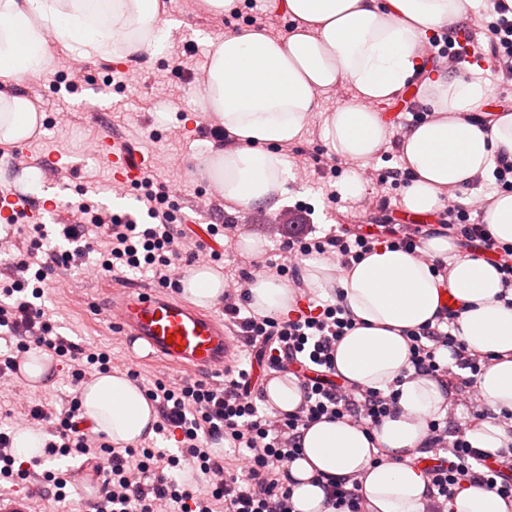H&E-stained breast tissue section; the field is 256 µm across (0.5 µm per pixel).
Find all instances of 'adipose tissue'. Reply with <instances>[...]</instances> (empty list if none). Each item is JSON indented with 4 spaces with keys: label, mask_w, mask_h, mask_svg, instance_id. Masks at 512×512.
<instances>
[{
    "label": "adipose tissue",
    "mask_w": 512,
    "mask_h": 512,
    "mask_svg": "<svg viewBox=\"0 0 512 512\" xmlns=\"http://www.w3.org/2000/svg\"><path fill=\"white\" fill-rule=\"evenodd\" d=\"M473 0H280L289 20L286 37L274 39L253 26L226 32L211 44L206 77L197 90L202 112L216 118L232 146L209 144L200 175L225 200L247 209L274 211L288 192L290 163L282 145L300 140L309 118L321 111L323 92L345 83L351 102L324 112V138L336 156L353 162L341 183L344 197L365 192L358 166L373 159L392 135L379 104L398 95L426 71L429 34L461 23ZM171 22L160 0H0V84L43 72L47 43L84 57L126 59L156 55L168 45ZM424 102L433 115L414 124L399 144L406 184L401 206L410 215L436 212L441 194L465 187L494 158H512V112L483 120L491 90L481 69L461 65L429 73ZM43 116L28 98L0 93V142L30 138ZM422 250L448 264L447 276L419 256L379 246L351 268L303 261L305 287L340 291L357 319L336 348V371L348 383L385 390L397 386L401 411L366 432L344 421H320L302 432L303 455L292 463L297 512H324L317 477L361 476L366 512H425L427 485L417 460L425 422L444 417L451 395L440 382L408 375L406 331L436 323L442 298L458 309L457 335L468 350L487 357L477 387L492 418L469 428L473 447L492 453L512 447L496 416L512 412V307L498 296V271L483 257L462 255L452 237L435 234ZM185 295L200 306L224 296V279L209 268H190ZM256 314L286 315L294 287L275 277L249 288ZM81 406L96 431L117 443L153 436L156 412L138 386L120 373H103L80 390ZM379 465H372L376 454Z\"/></svg>",
    "instance_id": "ef3b65f1"
}]
</instances>
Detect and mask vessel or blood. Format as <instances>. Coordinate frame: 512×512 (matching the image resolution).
Instances as JSON below:
<instances>
[{"label":"vessel or blood","mask_w":512,"mask_h":512,"mask_svg":"<svg viewBox=\"0 0 512 512\" xmlns=\"http://www.w3.org/2000/svg\"><path fill=\"white\" fill-rule=\"evenodd\" d=\"M111 172L114 185L136 183L144 168L140 151L114 138L102 140L98 154ZM26 213L35 221L57 218V210L36 205L16 193L0 195V218ZM109 316L127 344L143 345L149 357H160L179 369L224 372L235 368L241 342L230 335L222 319L152 289L134 288L113 297Z\"/></svg>","instance_id":"1"}]
</instances>
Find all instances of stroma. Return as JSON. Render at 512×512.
Listing matches in <instances>:
<instances>
[{
    "label": "stroma",
    "mask_w": 512,
    "mask_h": 512,
    "mask_svg": "<svg viewBox=\"0 0 512 512\" xmlns=\"http://www.w3.org/2000/svg\"><path fill=\"white\" fill-rule=\"evenodd\" d=\"M165 2L167 15L176 21L177 29L162 55H146L134 61L133 67L140 73L138 83L119 87L109 78L116 67L115 61L108 56H94L83 62L87 80L79 82L76 89H68L64 61L69 53L58 46L50 47L49 70L39 77L23 80L18 86L24 95L43 100L41 130L22 142L0 143V189L24 185L25 172H38V188L33 191V198L38 201L56 198L61 219H68L72 205L83 194L104 199L111 173L97 157L86 154L85 147L115 134L152 159L157 179L175 186L182 214L194 219L193 205L197 197L211 189L210 183L198 173L197 162L212 140L209 133L212 123L203 117L194 95L200 80L193 77L192 64H181L179 55L189 47L196 59L206 60L209 40L236 28L240 18L226 20L207 13L199 8V0ZM286 152L290 162L307 159L309 169L306 175L295 176L290 182L288 194L274 212L281 227H288L293 219L291 208L298 204L309 210L310 219L321 235L336 225L369 223L370 218L362 209L353 207L348 200L328 199L320 185L325 164L335 163L342 172L349 169L344 161L334 160L327 148L321 117H313L305 138L288 145ZM51 154L67 161L63 174L43 167L44 158ZM206 221L226 227L223 256L212 264L218 272L229 264L239 269L248 267L249 255L236 247L239 235L265 238L266 252L270 255L279 244L271 224L263 222L258 213L228 203L210 211ZM151 285L148 277L138 273L96 278L74 268L60 280L48 282L41 304L62 336L125 360L129 357L127 346L105 310L106 299L123 288ZM52 377L53 386L49 389L0 386V404L24 394L48 410L58 409L65 395L74 390L71 370L66 365H57Z\"/></svg>",
    "instance_id": "35a3bbf8"
}]
</instances>
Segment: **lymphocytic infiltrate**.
Instances as JSON below:
<instances>
[{
    "label": "lymphocytic infiltrate",
    "instance_id": "lymphocytic-infiltrate-1",
    "mask_svg": "<svg viewBox=\"0 0 512 512\" xmlns=\"http://www.w3.org/2000/svg\"><path fill=\"white\" fill-rule=\"evenodd\" d=\"M473 55L491 60L501 82L500 98H512V9L499 0L492 20L467 31ZM148 223L118 218L90 200L71 211L68 223L57 232L67 248H49L42 224H19L15 230L25 247L9 243V262L0 268V328L15 338L13 352L0 353V377L7 376L16 355L37 348L71 366L74 382L111 371L112 359L89 344L62 336L37 306L42 281L80 265L86 254L97 251L101 275H118L144 268L158 285L175 288L176 273L192 266L200 256L218 260L219 254L193 239L186 225L176 223L167 185L143 174L137 183ZM485 201L463 206L452 201L440 213L442 229L461 237L464 244H478L480 255L493 261L504 287H512V245L497 244L482 222ZM301 234H289L277 249V259L259 264L263 273L279 278L295 276L302 259L328 260L347 269L376 246L420 248L429 229L396 224L374 231L355 224L317 235L307 216H300ZM251 273L230 278L224 294V314L245 345L255 348L258 359L275 372L294 371L303 401L294 412L274 415L260 411L258 390L246 371L225 373L222 380L204 377L182 383L154 380L143 391L156 407L157 434L176 436L177 450L169 452L145 442L121 445L104 434L84 427L79 401L71 399L60 419H53L44 405L29 403L7 409L5 418L24 415L28 425L45 434L44 455L81 456L86 463L106 460L100 473L101 493L87 512H296L293 490L283 476L302 454V431L324 419L343 420L370 430L400 411L399 393L360 388L336 381L335 350L357 325L354 316L338 302L302 291L307 305L295 315H246ZM457 312L448 310L444 320L407 335L410 366L415 374L429 375L454 384L456 405L473 419L490 418L481 399L477 377L486 357L472 354L455 334ZM449 362H441L440 350ZM227 441L231 453H217L213 445ZM424 468L431 512H448L455 496L466 487L481 485L512 500V455H490L474 448L463 434H451L447 419L426 422ZM43 457L19 461L13 452V434L0 430V484L18 485L34 478Z\"/></svg>",
    "mask_w": 512,
    "mask_h": 512
}]
</instances>
